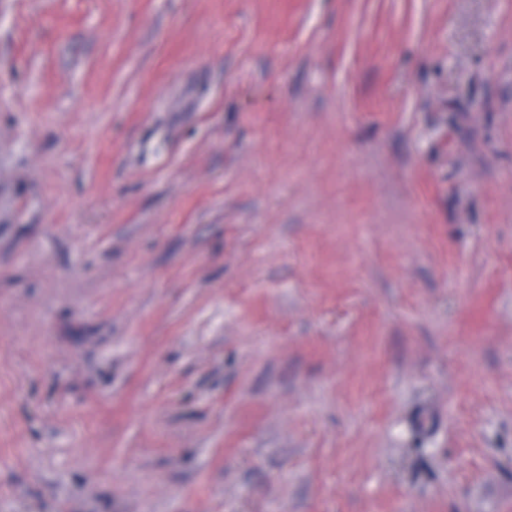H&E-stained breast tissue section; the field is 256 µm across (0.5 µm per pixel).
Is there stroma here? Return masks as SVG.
<instances>
[{"instance_id":"obj_1","label":"stroma","mask_w":512,"mask_h":512,"mask_svg":"<svg viewBox=\"0 0 512 512\" xmlns=\"http://www.w3.org/2000/svg\"><path fill=\"white\" fill-rule=\"evenodd\" d=\"M0 512H512V0H0Z\"/></svg>"}]
</instances>
